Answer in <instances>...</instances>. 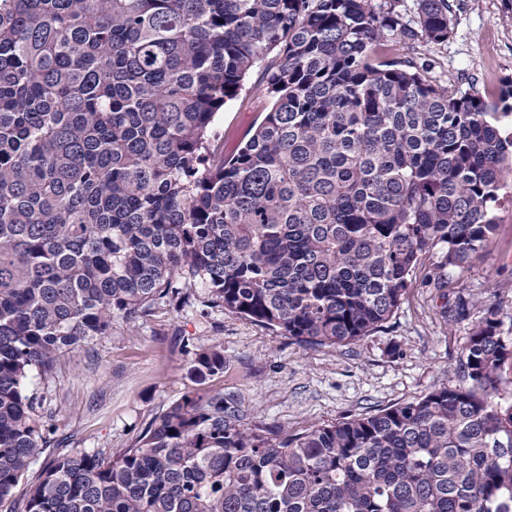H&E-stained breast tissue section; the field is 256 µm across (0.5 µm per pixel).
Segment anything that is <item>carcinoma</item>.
<instances>
[{"label":"carcinoma","mask_w":512,"mask_h":512,"mask_svg":"<svg viewBox=\"0 0 512 512\" xmlns=\"http://www.w3.org/2000/svg\"><path fill=\"white\" fill-rule=\"evenodd\" d=\"M372 0H0V505L46 444L26 386L190 288L302 346L393 316L422 256L469 269L512 174V80L488 102L393 39ZM271 105L230 156L224 105L270 54ZM455 384L300 434L194 394L118 454L53 458L24 512H512V341L473 317ZM200 382L224 373L194 350Z\"/></svg>","instance_id":"obj_1"}]
</instances>
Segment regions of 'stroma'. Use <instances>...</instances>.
I'll return each instance as SVG.
<instances>
[{"label":"stroma","mask_w":512,"mask_h":512,"mask_svg":"<svg viewBox=\"0 0 512 512\" xmlns=\"http://www.w3.org/2000/svg\"><path fill=\"white\" fill-rule=\"evenodd\" d=\"M447 42L396 41L391 57L430 61L433 77L490 99L512 79V0H449ZM263 68L247 76L239 98L219 120L232 150L267 100ZM437 255L424 258L399 308L380 331L344 346L303 348L288 337L216 308L200 315L191 304L165 306L62 356L49 376L33 375L28 389L50 441L25 485L36 484L45 462L60 454L112 455L133 445L144 427L185 395L221 393L246 421L303 432L414 401L454 382L468 327L448 324L444 297L466 295L496 310L512 336V196L497 212V230L483 256L464 274H451L445 293L428 282ZM216 344L224 372L205 383L188 373L193 347Z\"/></svg>","instance_id":"1"}]
</instances>
